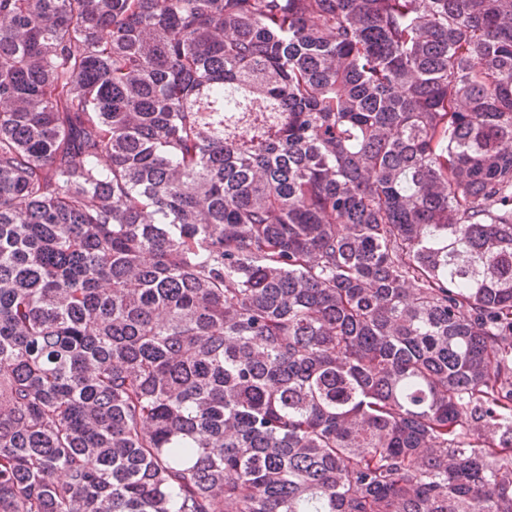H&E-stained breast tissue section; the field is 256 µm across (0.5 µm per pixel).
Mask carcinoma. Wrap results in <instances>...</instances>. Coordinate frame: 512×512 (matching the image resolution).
I'll list each match as a JSON object with an SVG mask.
<instances>
[{"label": "carcinoma", "instance_id": "obj_1", "mask_svg": "<svg viewBox=\"0 0 512 512\" xmlns=\"http://www.w3.org/2000/svg\"><path fill=\"white\" fill-rule=\"evenodd\" d=\"M0 512H512V0H0Z\"/></svg>", "mask_w": 512, "mask_h": 512}]
</instances>
